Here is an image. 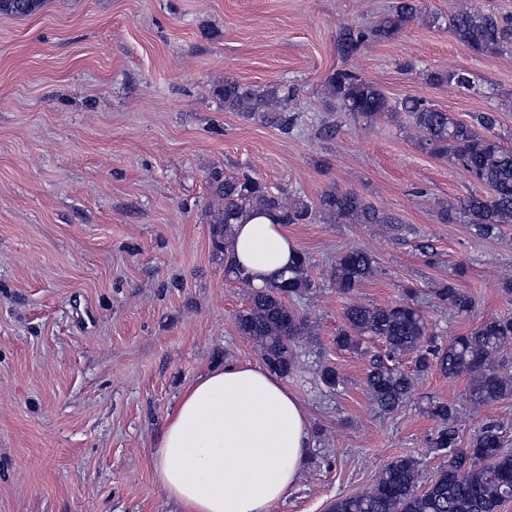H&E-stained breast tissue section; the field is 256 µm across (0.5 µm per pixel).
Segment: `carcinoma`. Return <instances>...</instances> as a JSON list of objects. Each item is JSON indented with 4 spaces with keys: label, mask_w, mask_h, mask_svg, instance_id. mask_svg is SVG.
<instances>
[{
    "label": "carcinoma",
    "mask_w": 512,
    "mask_h": 512,
    "mask_svg": "<svg viewBox=\"0 0 512 512\" xmlns=\"http://www.w3.org/2000/svg\"><path fill=\"white\" fill-rule=\"evenodd\" d=\"M44 3L45 0H0V15L28 16ZM420 17L419 0H395L372 28H343L336 38L337 48L348 60L369 42L395 38L409 22ZM427 21L435 27H448L460 44L475 53L497 55L512 51V16L460 3L447 19L431 15ZM428 79L438 86H472L465 71H437ZM325 90L329 102L368 123L399 112L406 114L419 133L422 150L448 160L473 182L488 189L485 197L469 195L448 204L443 219L453 218L458 211L481 238H490L501 225L512 224V148L504 147L494 133L499 124L497 113L480 112L472 121L464 122L420 98L391 100L375 83L348 68L331 73L325 80ZM212 95L224 105V111L258 119L284 133L298 120L297 111L290 106L293 90H285L279 84L251 86L226 78L213 85ZM207 184L210 201L205 217L211 225L213 250L224 255L226 279L249 289L248 306L235 317L237 330L254 341L269 369L286 376L294 367L291 343L310 333L307 319L289 303L314 287L309 275L310 258L299 253L266 287L255 288L248 272L236 264L231 254L234 225L249 212L274 214L279 224H309L318 216L338 224H397L399 220L353 191H325L312 203L299 196L276 194L250 174L227 176L218 168L209 173ZM376 272L371 253L352 249L336 257L330 279L339 293L351 294ZM433 293L439 304L460 316L470 315L475 308L473 296L453 282ZM343 321L336 336L339 347L357 350L365 336L377 337L386 344L387 353L373 355L366 374L370 399L384 413L397 410L412 391L414 375L389 365L393 356L406 353L415 355L419 373L436 367L450 378L468 376L470 396L477 405L486 406L512 396V373L502 370L499 360L506 348H512L511 314L482 322L446 346L426 339L428 326L421 311L407 302L379 306L352 301L343 312ZM430 412L441 423L430 444L446 459L445 465L424 482L417 459L396 457L381 470L368 491L336 498L329 512H501L502 506L512 500V453L502 448V428L487 425L470 447L461 448L453 425L454 405L437 401Z\"/></svg>",
    "instance_id": "obj_1"
}]
</instances>
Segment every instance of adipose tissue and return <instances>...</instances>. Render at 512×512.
I'll use <instances>...</instances> for the list:
<instances>
[{"label":"adipose tissue","instance_id":"ef3b65f1","mask_svg":"<svg viewBox=\"0 0 512 512\" xmlns=\"http://www.w3.org/2000/svg\"><path fill=\"white\" fill-rule=\"evenodd\" d=\"M298 247L265 215L235 227L234 254L254 285L290 263ZM309 416L269 369L230 363L200 376L167 415L153 460L158 485L182 512H271L299 480Z\"/></svg>","mask_w":512,"mask_h":512}]
</instances>
